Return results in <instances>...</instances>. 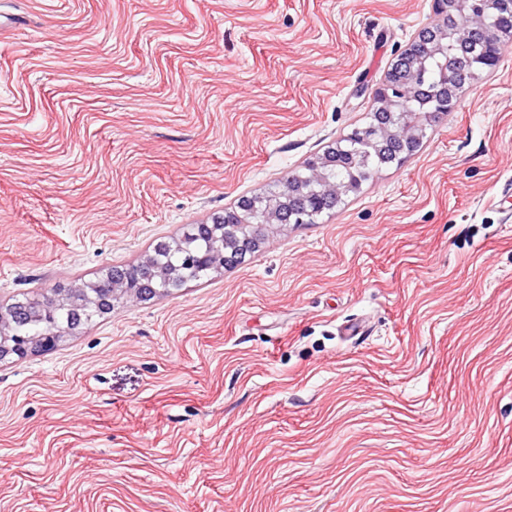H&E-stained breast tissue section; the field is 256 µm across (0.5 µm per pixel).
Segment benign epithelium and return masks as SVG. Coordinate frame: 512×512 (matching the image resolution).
I'll return each instance as SVG.
<instances>
[{"label":"benign epithelium","mask_w":512,"mask_h":512,"mask_svg":"<svg viewBox=\"0 0 512 512\" xmlns=\"http://www.w3.org/2000/svg\"><path fill=\"white\" fill-rule=\"evenodd\" d=\"M433 20L422 27L413 41L391 64L384 79L375 88L372 97L378 103L374 121L367 127L369 135L362 143L371 146L377 153L397 152L405 157L416 153V144L434 125L441 115L454 109L460 91L470 85L480 74L493 70L498 62L500 49L506 42H512V30L498 26L499 19L512 15V0H433ZM465 31L466 40L460 49L447 62L434 81H420L413 87L414 95L429 104L430 111L422 113L420 123H400L397 112L407 106L409 97L405 88L410 83L414 68L406 63V58L418 55L422 48L441 49L443 42ZM357 147V136L350 132L319 155L306 161L312 169H325L336 163L339 152ZM250 197L242 196L237 205L224 210L217 224H199L197 228L203 237L220 235L224 246V266L231 267L255 252L263 241L264 229L271 224H299L302 219L292 201L301 202L305 209L312 211L324 206L326 199H311L304 194L302 186L290 174L285 179V192L273 198L266 215L265 223L253 228L251 234L239 237L234 230L243 223L242 215L249 209ZM166 274L165 268L150 272L144 282L129 290V295L139 300L156 293L152 288L153 277ZM59 306L73 311L94 307L101 314L112 310L114 296L93 295L84 288L50 289ZM39 315L34 306L18 308L12 304H0V360L44 353L55 349L61 334L52 333L34 340L22 339L10 334L11 324L19 320L20 314Z\"/></svg>","instance_id":"obj_1"}]
</instances>
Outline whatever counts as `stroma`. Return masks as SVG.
<instances>
[{
	"mask_svg": "<svg viewBox=\"0 0 512 512\" xmlns=\"http://www.w3.org/2000/svg\"><path fill=\"white\" fill-rule=\"evenodd\" d=\"M431 11L0 0V303L277 189ZM0 512H512V55L319 223L0 361Z\"/></svg>",
	"mask_w": 512,
	"mask_h": 512,
	"instance_id": "35a3bbf8",
	"label": "stroma"
}]
</instances>
